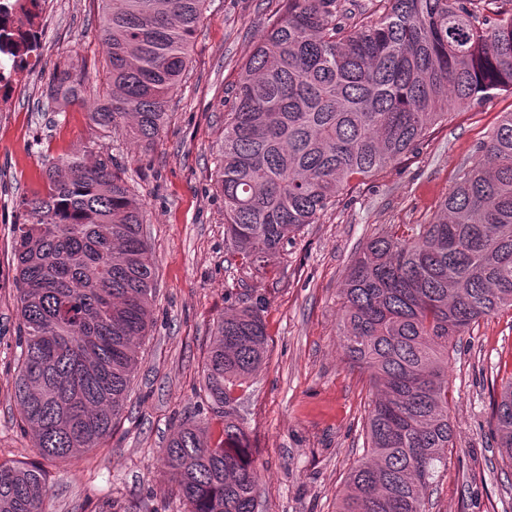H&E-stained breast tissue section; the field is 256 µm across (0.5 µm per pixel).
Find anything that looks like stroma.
I'll list each match as a JSON object with an SVG mask.
<instances>
[{
	"mask_svg": "<svg viewBox=\"0 0 512 512\" xmlns=\"http://www.w3.org/2000/svg\"><path fill=\"white\" fill-rule=\"evenodd\" d=\"M283 0H210L185 84L150 151L94 124L87 110L52 112L44 96L55 70L80 67L88 96L103 81L99 0H57L42 64L10 112H0V460L36 463L49 484L48 512H185L159 458L175 421L205 412L202 363L225 298L259 295L270 359L239 393L237 410L257 451L258 512H336V496L364 452L372 399L367 374L338 346L341 288L364 243L393 224L429 223L504 113L512 91L454 107L418 148L374 177L351 182L318 223L258 273L228 264L224 200L212 173L240 67ZM74 152L111 156L143 201V234L156 260L153 326L119 423L101 447L67 460L37 455L21 428L13 381L18 292L11 231L19 203L43 173ZM512 371V311L474 325L448 361L454 429L432 512H512V478L489 425L488 391Z\"/></svg>",
	"mask_w": 512,
	"mask_h": 512,
	"instance_id": "obj_1",
	"label": "stroma"
}]
</instances>
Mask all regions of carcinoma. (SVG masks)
<instances>
[{
    "label": "carcinoma",
    "instance_id": "cac0c4a2",
    "mask_svg": "<svg viewBox=\"0 0 512 512\" xmlns=\"http://www.w3.org/2000/svg\"><path fill=\"white\" fill-rule=\"evenodd\" d=\"M105 90L91 120L147 147L188 71L208 0H100ZM347 16L341 0H286L241 66L218 143L227 261L275 265L285 243L364 180L417 149L448 108L512 90V9L489 0H377ZM46 96L87 106L76 66ZM12 228L20 302L15 396L45 459L98 448L121 416L150 328L156 266L145 208L112 157L74 154L47 172ZM512 309V112L417 232L367 241L342 288L339 346L366 372L364 455L336 512H429L454 430L448 347L480 319ZM266 301L224 307L204 359L211 417L175 425L161 462L187 512H257L259 472L238 387L269 358ZM490 427L512 465V375ZM36 465L0 461V512H44Z\"/></svg>",
    "mask_w": 512,
    "mask_h": 512
}]
</instances>
